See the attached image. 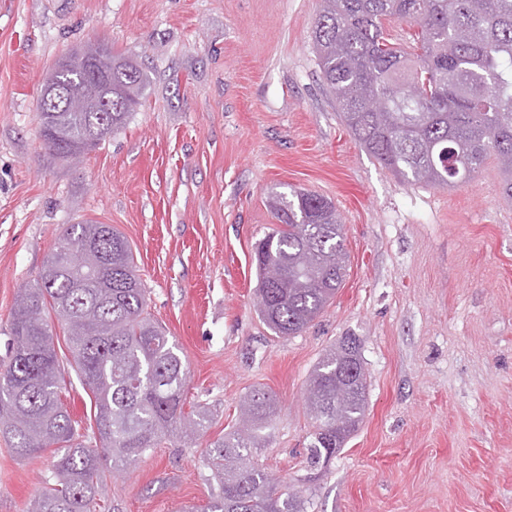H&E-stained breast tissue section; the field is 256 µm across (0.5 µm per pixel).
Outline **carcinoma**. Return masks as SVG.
<instances>
[{
  "mask_svg": "<svg viewBox=\"0 0 512 512\" xmlns=\"http://www.w3.org/2000/svg\"><path fill=\"white\" fill-rule=\"evenodd\" d=\"M418 26V52L389 34L396 21ZM312 43L323 86L336 100L354 141L406 183L452 187L474 177L489 158L512 200V0H321ZM104 70L83 67V50L49 75L76 89L97 74L112 86L110 112H42L44 147L64 159L94 149L140 105L146 79L112 46H99ZM279 227L255 246L257 307L278 336H295L336 295L346 276L343 225L326 197L302 189L274 192ZM78 244L83 257L59 263ZM281 279L271 282L267 267ZM61 322L69 365L94 401L91 434L63 398L65 379L51 317ZM9 367L0 375V434L23 454L51 448L54 468L30 512H103L102 461L112 473L187 428L208 423L184 412L186 366L179 349L148 312L132 248L110 224L69 225L36 282L20 290L11 319ZM356 368L364 392L340 394ZM360 341L345 337L313 369L306 402L315 419L314 465L353 435L367 407ZM273 399L261 390L244 401L243 426L205 451L218 480L207 512H306L295 493L276 491L251 463Z\"/></svg>",
  "mask_w": 512,
  "mask_h": 512,
  "instance_id": "cac0c4a2",
  "label": "carcinoma"
}]
</instances>
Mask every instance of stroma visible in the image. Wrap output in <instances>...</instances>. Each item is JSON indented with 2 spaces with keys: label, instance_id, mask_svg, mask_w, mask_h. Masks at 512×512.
Masks as SVG:
<instances>
[{
  "label": "stroma",
  "instance_id": "1",
  "mask_svg": "<svg viewBox=\"0 0 512 512\" xmlns=\"http://www.w3.org/2000/svg\"><path fill=\"white\" fill-rule=\"evenodd\" d=\"M318 0H0V371L11 314L66 225L130 242L148 310L188 374L203 431L123 472L104 468L109 512H202L204 455L241 401L268 392L253 461L309 512H512V201L488 161L472 181L407 184L349 135L324 90L311 32ZM104 41L147 76L142 104L81 161L39 138L45 73ZM331 199L347 276L301 333L256 307L254 246L271 192ZM362 342L368 410L322 467L308 377L343 337ZM53 465L0 436V512H28Z\"/></svg>",
  "mask_w": 512,
  "mask_h": 512
}]
</instances>
